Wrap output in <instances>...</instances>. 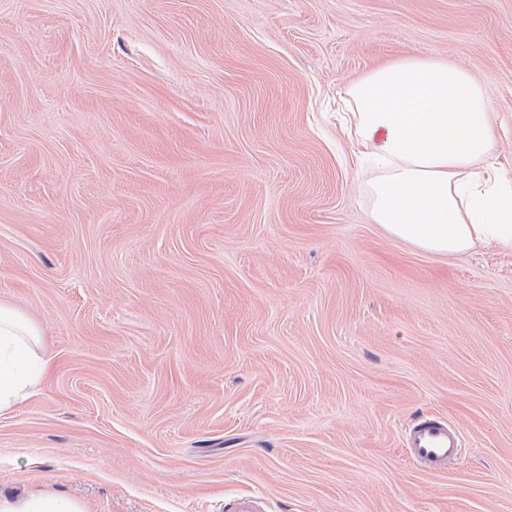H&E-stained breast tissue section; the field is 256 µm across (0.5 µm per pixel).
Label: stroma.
<instances>
[{
    "label": "stroma",
    "mask_w": 512,
    "mask_h": 512,
    "mask_svg": "<svg viewBox=\"0 0 512 512\" xmlns=\"http://www.w3.org/2000/svg\"><path fill=\"white\" fill-rule=\"evenodd\" d=\"M406 58L486 86L511 180L512 0H0V302L52 363L1 498L512 512V249L372 223L336 119ZM432 414L439 476L400 441ZM462 430L446 418L428 415L404 427L402 447L408 462L429 475L444 474L462 456Z\"/></svg>",
    "instance_id": "stroma-1"
}]
</instances>
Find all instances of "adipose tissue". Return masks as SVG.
Returning <instances> with one entry per match:
<instances>
[{
  "instance_id": "adipose-tissue-1",
  "label": "adipose tissue",
  "mask_w": 512,
  "mask_h": 512,
  "mask_svg": "<svg viewBox=\"0 0 512 512\" xmlns=\"http://www.w3.org/2000/svg\"><path fill=\"white\" fill-rule=\"evenodd\" d=\"M348 94L359 153L379 167L368 184L373 223L433 255L512 247V192L489 175L496 136L481 84L460 67L407 59L374 69ZM39 334L0 303V411L49 372Z\"/></svg>"
}]
</instances>
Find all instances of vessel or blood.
Instances as JSON below:
<instances>
[{
	"mask_svg": "<svg viewBox=\"0 0 512 512\" xmlns=\"http://www.w3.org/2000/svg\"><path fill=\"white\" fill-rule=\"evenodd\" d=\"M402 446L408 462L429 475L446 473L462 456V430L446 418L429 415L407 424Z\"/></svg>",
	"mask_w": 512,
	"mask_h": 512,
	"instance_id": "obj_1",
	"label": "vessel or blood"
}]
</instances>
